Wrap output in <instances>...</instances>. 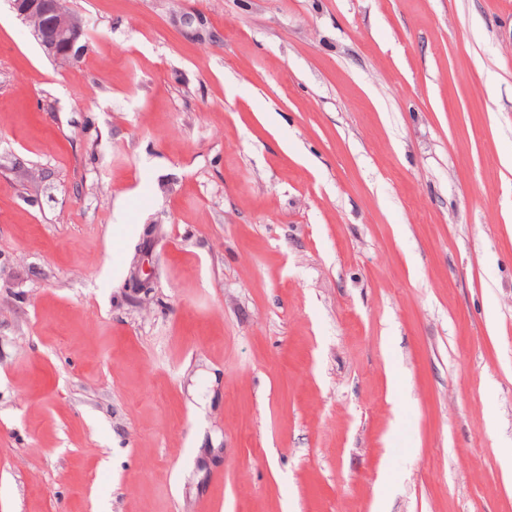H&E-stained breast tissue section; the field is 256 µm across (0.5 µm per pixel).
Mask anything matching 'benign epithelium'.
Returning <instances> with one entry per match:
<instances>
[{
    "instance_id": "1",
    "label": "benign epithelium",
    "mask_w": 512,
    "mask_h": 512,
    "mask_svg": "<svg viewBox=\"0 0 512 512\" xmlns=\"http://www.w3.org/2000/svg\"><path fill=\"white\" fill-rule=\"evenodd\" d=\"M16 17L31 27L43 53L61 66L76 62L87 50V23L62 7V0H7ZM171 20L189 39L211 37L206 20L198 13L180 11Z\"/></svg>"
}]
</instances>
